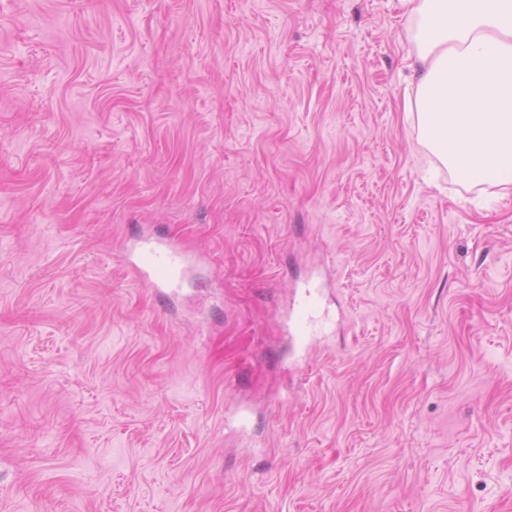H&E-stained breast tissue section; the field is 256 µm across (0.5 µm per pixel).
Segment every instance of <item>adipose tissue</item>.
I'll return each mask as SVG.
<instances>
[{
  "label": "adipose tissue",
  "mask_w": 512,
  "mask_h": 512,
  "mask_svg": "<svg viewBox=\"0 0 512 512\" xmlns=\"http://www.w3.org/2000/svg\"><path fill=\"white\" fill-rule=\"evenodd\" d=\"M415 48L404 96L429 150L464 183L512 186V0H397Z\"/></svg>",
  "instance_id": "1"
}]
</instances>
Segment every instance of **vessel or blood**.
<instances>
[{
    "label": "vessel or blood",
    "instance_id": "1",
    "mask_svg": "<svg viewBox=\"0 0 512 512\" xmlns=\"http://www.w3.org/2000/svg\"><path fill=\"white\" fill-rule=\"evenodd\" d=\"M135 267L139 283L156 294L178 286L186 272L187 265L183 252L176 241L168 238H146L133 248ZM320 293L307 287L289 306L285 329L292 340L307 346L313 343L312 324L318 308Z\"/></svg>",
    "mask_w": 512,
    "mask_h": 512
}]
</instances>
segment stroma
Listing matches in <instances>:
<instances>
[{
    "instance_id": "35a3bbf8",
    "label": "stroma",
    "mask_w": 512,
    "mask_h": 512,
    "mask_svg": "<svg viewBox=\"0 0 512 512\" xmlns=\"http://www.w3.org/2000/svg\"><path fill=\"white\" fill-rule=\"evenodd\" d=\"M412 51L396 0H0V512H512V188ZM139 283L157 295L178 286L186 272L183 252L176 241L168 238H146L133 248ZM320 292L318 289L306 287L302 289L298 299L294 296L289 306L285 329L292 340L307 347L315 337L312 331L314 315L318 308Z\"/></svg>"
}]
</instances>
